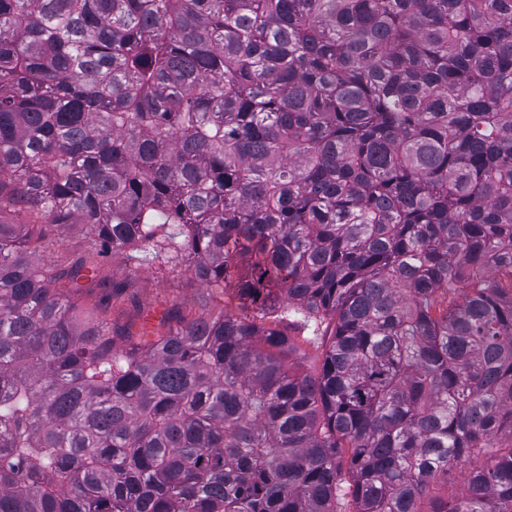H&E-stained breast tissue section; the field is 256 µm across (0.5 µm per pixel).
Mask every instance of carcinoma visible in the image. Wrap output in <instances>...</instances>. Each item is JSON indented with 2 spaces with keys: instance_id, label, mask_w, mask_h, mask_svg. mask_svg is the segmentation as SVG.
<instances>
[{
  "instance_id": "carcinoma-1",
  "label": "carcinoma",
  "mask_w": 512,
  "mask_h": 512,
  "mask_svg": "<svg viewBox=\"0 0 512 512\" xmlns=\"http://www.w3.org/2000/svg\"><path fill=\"white\" fill-rule=\"evenodd\" d=\"M110 253L239 311L126 348ZM502 274L512 0H0V512H512ZM37 224L42 237L41 262L47 265H63L90 245V236L83 224H46L40 216L28 218Z\"/></svg>"
}]
</instances>
